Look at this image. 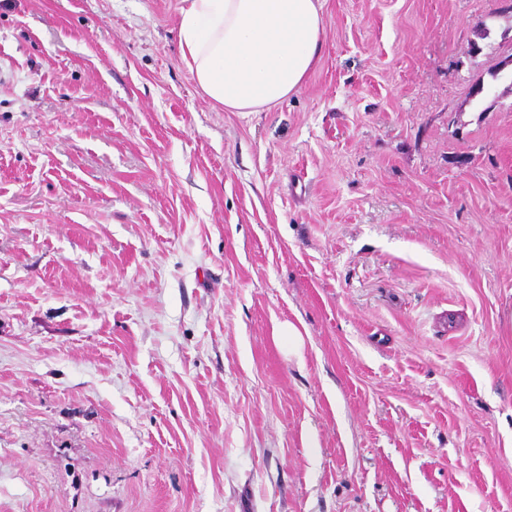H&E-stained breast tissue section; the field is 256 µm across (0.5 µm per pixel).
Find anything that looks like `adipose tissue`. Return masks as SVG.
<instances>
[{
	"instance_id": "obj_1",
	"label": "adipose tissue",
	"mask_w": 512,
	"mask_h": 512,
	"mask_svg": "<svg viewBox=\"0 0 512 512\" xmlns=\"http://www.w3.org/2000/svg\"><path fill=\"white\" fill-rule=\"evenodd\" d=\"M326 0H181L182 59L229 112H264L298 93L320 58Z\"/></svg>"
}]
</instances>
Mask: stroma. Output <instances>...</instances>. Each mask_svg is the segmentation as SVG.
I'll list each match as a JSON object with an SVG mask.
<instances>
[{
  "instance_id": "1",
  "label": "stroma",
  "mask_w": 512,
  "mask_h": 512,
  "mask_svg": "<svg viewBox=\"0 0 512 512\" xmlns=\"http://www.w3.org/2000/svg\"><path fill=\"white\" fill-rule=\"evenodd\" d=\"M179 6L0 0V512H512V0H327L266 112Z\"/></svg>"
}]
</instances>
